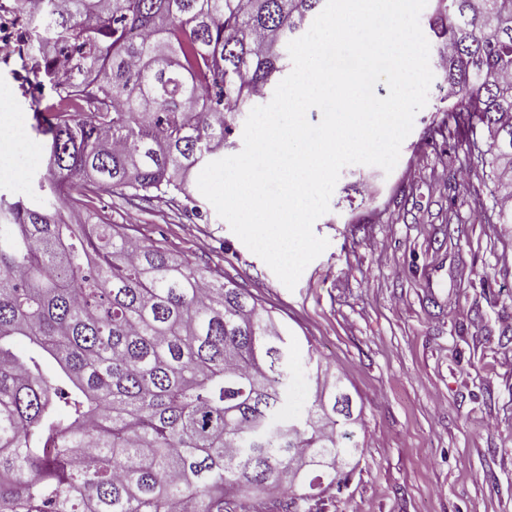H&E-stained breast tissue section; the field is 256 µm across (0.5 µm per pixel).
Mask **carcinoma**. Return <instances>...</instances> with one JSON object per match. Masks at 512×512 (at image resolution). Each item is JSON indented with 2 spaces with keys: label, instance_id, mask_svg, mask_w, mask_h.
<instances>
[{
  "label": "carcinoma",
  "instance_id": "carcinoma-1",
  "mask_svg": "<svg viewBox=\"0 0 512 512\" xmlns=\"http://www.w3.org/2000/svg\"><path fill=\"white\" fill-rule=\"evenodd\" d=\"M325 0H13L21 68L90 112L34 114L47 173L0 195V512H226L345 452L319 395L279 406L288 342L254 298L112 224L85 191L186 195ZM448 122L512 224V0H437Z\"/></svg>",
  "mask_w": 512,
  "mask_h": 512
}]
</instances>
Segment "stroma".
<instances>
[{
  "label": "stroma",
  "mask_w": 512,
  "mask_h": 512,
  "mask_svg": "<svg viewBox=\"0 0 512 512\" xmlns=\"http://www.w3.org/2000/svg\"><path fill=\"white\" fill-rule=\"evenodd\" d=\"M25 76L18 57L0 55L10 114L38 147L33 115L53 94L25 89ZM444 95L435 76L392 172L343 168L313 226L329 245L292 289L201 193H95L79 211L222 273L271 312L290 346L283 417L313 398L308 356L347 386L357 420L343 445L363 454L341 488L297 500L300 512H512V224L498 223L488 172L465 167L454 127H443ZM357 179L372 184V202L343 201Z\"/></svg>",
  "instance_id": "obj_1"
}]
</instances>
